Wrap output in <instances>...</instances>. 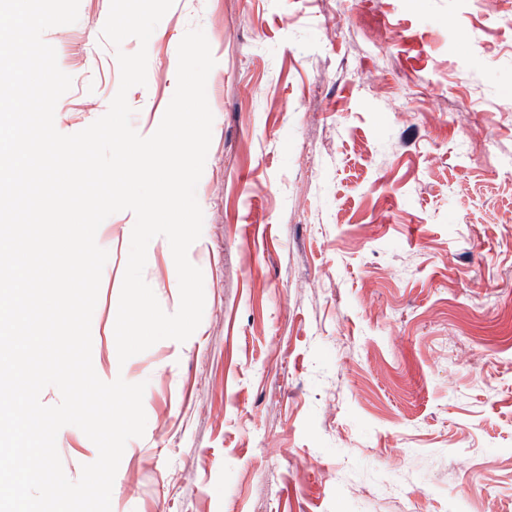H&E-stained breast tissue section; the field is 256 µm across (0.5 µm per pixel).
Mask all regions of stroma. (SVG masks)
<instances>
[{
    "mask_svg": "<svg viewBox=\"0 0 512 512\" xmlns=\"http://www.w3.org/2000/svg\"><path fill=\"white\" fill-rule=\"evenodd\" d=\"M109 8L44 34L73 78L60 133L107 112L139 48L103 38ZM192 28L216 65L186 342L119 362L135 217L96 234L93 367L146 385L112 512H512V0H174L127 95L136 131ZM144 278L176 312L165 237ZM57 449L73 481L98 457L72 425Z\"/></svg>",
    "mask_w": 512,
    "mask_h": 512,
    "instance_id": "1",
    "label": "stroma"
}]
</instances>
